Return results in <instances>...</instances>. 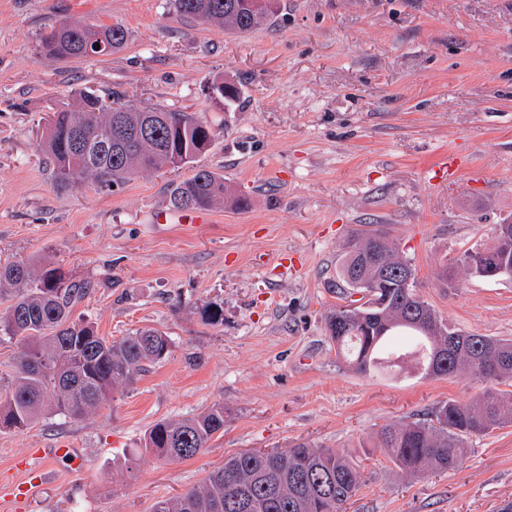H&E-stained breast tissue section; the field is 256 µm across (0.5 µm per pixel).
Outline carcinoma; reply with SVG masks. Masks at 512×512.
Wrapping results in <instances>:
<instances>
[{"label": "carcinoma", "mask_w": 512, "mask_h": 512, "mask_svg": "<svg viewBox=\"0 0 512 512\" xmlns=\"http://www.w3.org/2000/svg\"><path fill=\"white\" fill-rule=\"evenodd\" d=\"M277 0L260 10L248 0H174L177 15L216 24L230 34L268 24ZM127 30L112 25L61 21L41 39L48 55L85 60L120 51ZM216 131L195 115L163 107L134 109L120 98L81 90L52 109L41 151L53 184L62 189L87 186L98 193L142 172L193 174L177 183L169 201L177 211L211 210L220 204L247 205L224 176L196 159L212 145ZM506 258L512 271V224L492 227L483 246ZM469 248L457 264L470 277L485 278L483 261ZM337 276L357 292L364 281H380L369 307L339 306L326 317L349 368L361 375L377 369H414L424 377L465 372L476 379L512 386V342L465 334L451 328L406 285L415 279L411 264L381 229L354 235ZM12 293L0 314V334L21 345L8 381L0 385V429H23L49 412L80 420L113 399L115 390L136 380L145 364L165 360L169 336L152 328L132 331L119 341L101 336L87 322L72 319L73 307L93 291L90 282H73L62 269L36 270L24 262L0 266V293ZM512 425V393L488 389L473 402L440 404L428 418L383 429L378 447L405 474L423 476L457 467L466 441ZM224 430V405L180 420H160L145 437V448L168 461L189 459ZM361 473L333 448L295 442L285 452L240 453L211 471L203 483L178 498L160 499L152 512H344L356 494Z\"/></svg>", "instance_id": "1"}]
</instances>
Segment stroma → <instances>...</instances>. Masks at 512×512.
Listing matches in <instances>:
<instances>
[{
  "instance_id": "obj_1",
  "label": "stroma",
  "mask_w": 512,
  "mask_h": 512,
  "mask_svg": "<svg viewBox=\"0 0 512 512\" xmlns=\"http://www.w3.org/2000/svg\"><path fill=\"white\" fill-rule=\"evenodd\" d=\"M62 19L128 31L86 61L41 52ZM235 82L232 106L207 83ZM85 88L134 107L196 114L216 132L198 163L246 199L187 223L169 205L189 169L141 173L112 194L53 187L38 161L53 103ZM512 220V0H278L245 35L175 15L170 0H0V265L54 263L93 293L75 307L112 340L165 332L171 353L105 408L0 431V512H151L231 455L298 440L346 453L362 482L346 512H502L512 504V426L467 441L460 465L403 474L379 448L390 424L484 383L349 369L325 319L346 299L336 272L350 235L384 226L416 292L452 327L512 339V279L435 278ZM221 309L214 324L207 314ZM224 406V430L192 458L146 451L162 419ZM45 464L14 500L36 449ZM36 455L39 459L68 460L75 467L83 465V459L76 453L75 448H70L67 444H56L54 448H39Z\"/></svg>"
}]
</instances>
